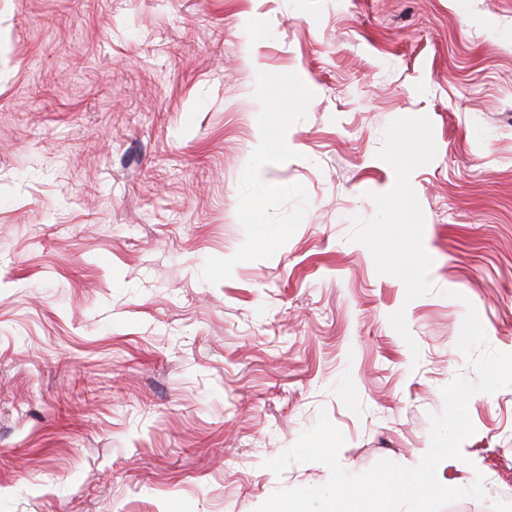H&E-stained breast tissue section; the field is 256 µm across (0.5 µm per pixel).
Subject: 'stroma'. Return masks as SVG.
I'll use <instances>...</instances> for the list:
<instances>
[{"mask_svg":"<svg viewBox=\"0 0 512 512\" xmlns=\"http://www.w3.org/2000/svg\"><path fill=\"white\" fill-rule=\"evenodd\" d=\"M410 116L409 302L349 234ZM470 305L512 353V0H0V512H255L328 479L263 466L322 411L416 466ZM469 415L444 512H512V387Z\"/></svg>","mask_w":512,"mask_h":512,"instance_id":"35a3bbf8","label":"stroma"}]
</instances>
